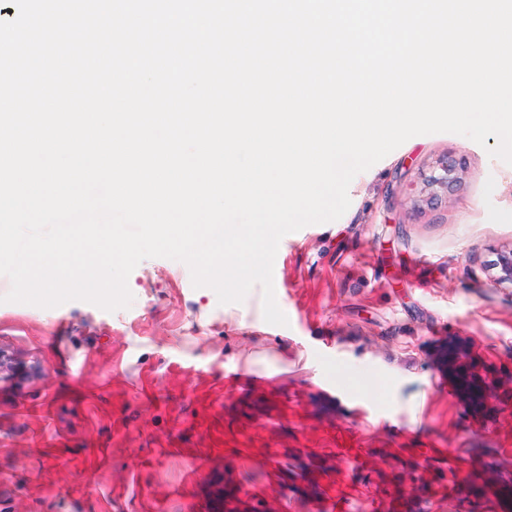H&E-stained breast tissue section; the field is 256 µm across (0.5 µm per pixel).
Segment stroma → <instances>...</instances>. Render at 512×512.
Wrapping results in <instances>:
<instances>
[{
	"mask_svg": "<svg viewBox=\"0 0 512 512\" xmlns=\"http://www.w3.org/2000/svg\"><path fill=\"white\" fill-rule=\"evenodd\" d=\"M452 133L351 182L337 220L285 235L273 285L219 304L141 261L130 306L3 302L0 512H512V166ZM453 156L459 182L422 180ZM457 349L487 383L475 405ZM260 377L244 390L226 376ZM491 270H495L494 280L512 284V246L497 251Z\"/></svg>",
	"mask_w": 512,
	"mask_h": 512,
	"instance_id": "1",
	"label": "stroma"
}]
</instances>
